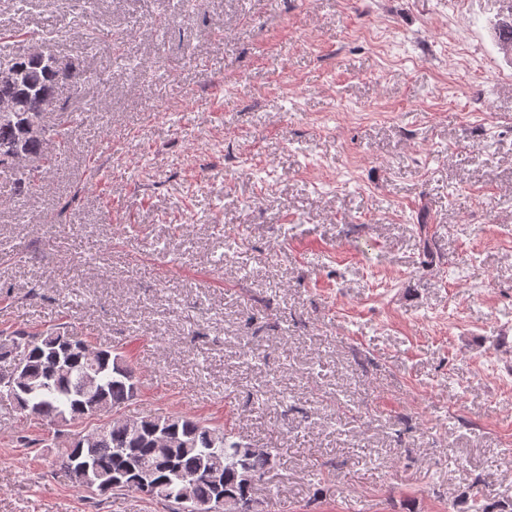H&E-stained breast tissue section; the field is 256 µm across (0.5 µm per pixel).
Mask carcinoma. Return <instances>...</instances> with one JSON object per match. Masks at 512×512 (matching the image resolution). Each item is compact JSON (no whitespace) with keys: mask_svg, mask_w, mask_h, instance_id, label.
Segmentation results:
<instances>
[{"mask_svg":"<svg viewBox=\"0 0 512 512\" xmlns=\"http://www.w3.org/2000/svg\"><path fill=\"white\" fill-rule=\"evenodd\" d=\"M6 66L18 70L14 83L0 82V174L9 173L20 188L37 190L43 172L64 164L71 149L72 112L56 106V90L68 76L37 55L18 54ZM86 342L58 331L0 332V362H24L19 405L31 418L51 425L107 417L100 426L79 433L50 463L75 484L86 487L124 471L114 491H140L139 478L149 471L156 485L152 500L182 512L187 495L205 505L218 490L235 496L239 512H252L246 473L263 476L270 469V450L247 444L202 421L178 414L143 416L135 422L117 416L130 401L136 383L122 355L96 349V360L84 354ZM167 446H160V440Z\"/></svg>","mask_w":512,"mask_h":512,"instance_id":"carcinoma-1","label":"carcinoma"}]
</instances>
